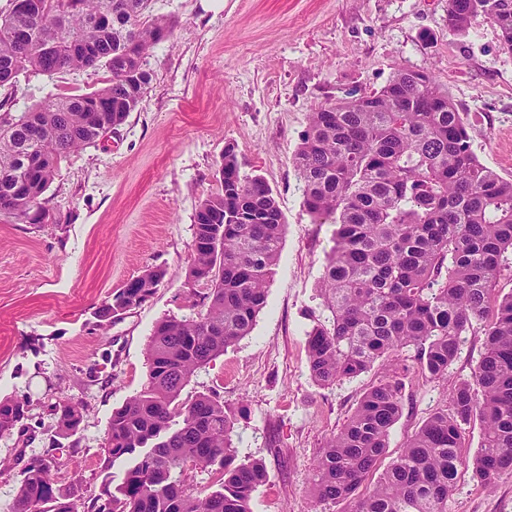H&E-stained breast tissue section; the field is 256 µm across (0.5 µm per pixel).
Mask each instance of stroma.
Listing matches in <instances>:
<instances>
[{"label":"stroma","mask_w":512,"mask_h":512,"mask_svg":"<svg viewBox=\"0 0 512 512\" xmlns=\"http://www.w3.org/2000/svg\"><path fill=\"white\" fill-rule=\"evenodd\" d=\"M171 36L146 58L153 80L125 122L98 145L70 153L43 199L57 221L14 224L0 216V399L28 404L12 435L0 437V512H8L32 457L55 448L50 473L66 486L81 473L85 498L101 473L113 409L147 381L146 345L166 316L200 306L188 281L195 213L215 193L217 164L234 147L240 171L263 176L286 226L267 305L250 335L195 373L182 392L215 391L243 409L234 443L259 459L266 479L252 512H352L353 502L312 495L316 461L381 365L322 387L309 371L305 333L325 311L318 289L336 226L303 206L293 155L311 110L381 89L399 69L431 71L468 121L479 160L512 179V51L498 27L477 18L466 35L448 28V0H152ZM104 70L22 73L0 87V106L23 112L47 96L103 87ZM164 278L141 306L99 321L112 292L151 267ZM481 333L463 339L441 379L428 378L405 348L403 409L386 460L469 379ZM81 402L76 440H55L52 407ZM448 512H512V470L493 487L461 470Z\"/></svg>","instance_id":"1"}]
</instances>
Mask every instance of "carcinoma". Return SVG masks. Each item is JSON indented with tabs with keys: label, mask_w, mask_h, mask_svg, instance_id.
I'll list each match as a JSON object with an SVG mask.
<instances>
[{
	"label": "carcinoma",
	"mask_w": 512,
	"mask_h": 512,
	"mask_svg": "<svg viewBox=\"0 0 512 512\" xmlns=\"http://www.w3.org/2000/svg\"><path fill=\"white\" fill-rule=\"evenodd\" d=\"M152 0H27L0 17V86L21 72L109 73L100 89L46 97L29 111L0 113V214L16 224H55L42 196L67 155L95 145L124 123L152 82L150 49L171 23L149 15ZM494 15L512 50V0H448V26L464 32ZM400 69L380 90L320 105L308 118L293 162L303 206L336 224L319 296L329 311L306 331L309 370L333 386L407 347L432 379L448 374L463 336L480 331L484 350L472 376L430 416L365 496H357L388 448L402 414L403 374L371 387L317 459L312 485L323 502L355 501L354 512H448L460 468L463 426L482 438L472 477L484 486L512 469V293L491 300L504 254L512 251V179L480 163L468 125L428 72ZM218 191L195 214L189 278L209 285L203 310L159 320L147 345L148 378L112 411L101 471L127 463L122 482L103 484L87 512H251L263 464L239 460L235 415L215 393L181 399L194 374L249 335L267 304L285 224L272 189L240 173L228 147ZM164 276L146 270L113 290L102 321L146 302ZM27 412L0 400V437ZM56 436L83 421L81 404L54 406ZM221 474L219 487L193 493L186 467ZM79 476L56 485L35 457L10 512H79Z\"/></svg>",
	"instance_id": "cac0c4a2"
}]
</instances>
